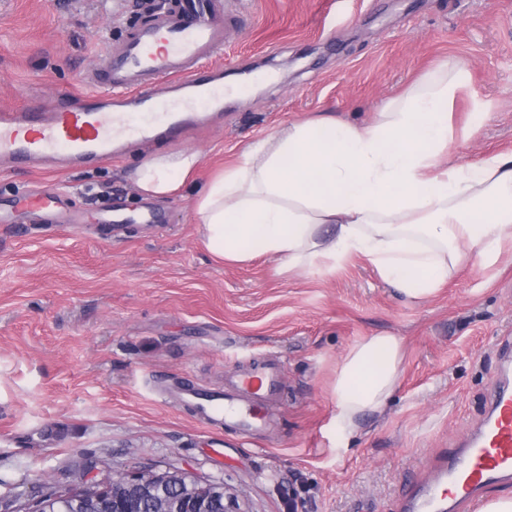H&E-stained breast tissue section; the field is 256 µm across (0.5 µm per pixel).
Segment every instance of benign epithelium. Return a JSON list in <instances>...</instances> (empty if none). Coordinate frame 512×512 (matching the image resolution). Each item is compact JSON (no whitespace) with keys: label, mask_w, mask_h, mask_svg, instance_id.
Listing matches in <instances>:
<instances>
[{"label":"benign epithelium","mask_w":512,"mask_h":512,"mask_svg":"<svg viewBox=\"0 0 512 512\" xmlns=\"http://www.w3.org/2000/svg\"><path fill=\"white\" fill-rule=\"evenodd\" d=\"M96 495L110 496L104 512H135L143 495L155 501L156 512H241L238 495L227 492L224 484L202 483L180 470L116 472L97 485Z\"/></svg>","instance_id":"benign-epithelium-1"}]
</instances>
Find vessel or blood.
Returning a JSON list of instances; mask_svg holds the SVG:
<instances>
[{
  "label": "vessel or blood",
  "instance_id": "obj_1",
  "mask_svg": "<svg viewBox=\"0 0 512 512\" xmlns=\"http://www.w3.org/2000/svg\"><path fill=\"white\" fill-rule=\"evenodd\" d=\"M224 0H175L134 30L119 53H105L101 74L85 79L86 91L65 103L34 101L23 109L0 106V163L23 169L47 158L88 167L119 155L131 143L148 144L178 135L224 95L212 74L197 73L201 61L224 49ZM54 190L23 195L34 212L56 206ZM277 368L258 367L237 381L242 398L223 390L188 385L170 395L202 424L252 436L268 419L264 404L276 392ZM512 479V372L501 369L479 428L463 447L451 449L433 483L408 503L410 512H448L453 496L471 497Z\"/></svg>",
  "mask_w": 512,
  "mask_h": 512
}]
</instances>
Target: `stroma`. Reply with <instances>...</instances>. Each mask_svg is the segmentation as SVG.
Returning <instances> with one entry per match:
<instances>
[{"label": "stroma", "mask_w": 512, "mask_h": 512, "mask_svg": "<svg viewBox=\"0 0 512 512\" xmlns=\"http://www.w3.org/2000/svg\"><path fill=\"white\" fill-rule=\"evenodd\" d=\"M153 0H0V104L30 88L62 99L106 44L140 27ZM225 74L276 80L225 99L179 139L127 146L91 167L0 172V203L41 185L66 194L76 224L13 208L0 224V512L92 475L178 468L238 495L243 512H404L403 496L482 420L512 331V241L493 266L469 254L415 304L364 258L281 274L258 256L216 261L201 245L194 189L142 198L135 170L160 153H200L199 181L236 165L279 126L333 115L375 121L424 77L463 68L451 159L512 152V0H237ZM131 215L111 229L113 211ZM402 341L383 413L338 441L332 384L347 349ZM275 364L266 432L200 425L166 401L178 383L232 391Z\"/></svg>", "instance_id": "1"}]
</instances>
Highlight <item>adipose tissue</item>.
<instances>
[{
    "label": "adipose tissue",
    "instance_id": "1",
    "mask_svg": "<svg viewBox=\"0 0 512 512\" xmlns=\"http://www.w3.org/2000/svg\"><path fill=\"white\" fill-rule=\"evenodd\" d=\"M463 78L459 71L428 83L372 124L323 116L250 145L199 193L203 247L239 264L266 255L288 273L332 268L357 254L414 303L447 281L465 251L494 263L512 236V153L476 168L443 165L453 142L448 110ZM200 167L193 150L157 155L138 167L136 185L145 197L166 198ZM401 360L392 335L348 348L333 387L338 434L385 409Z\"/></svg>",
    "mask_w": 512,
    "mask_h": 512
}]
</instances>
